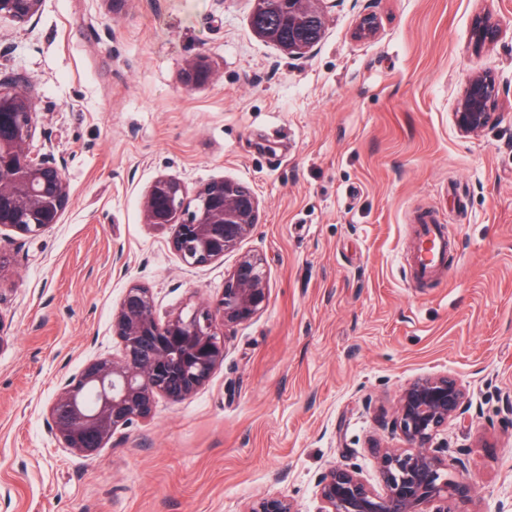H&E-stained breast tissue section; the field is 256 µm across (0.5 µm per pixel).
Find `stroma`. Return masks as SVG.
<instances>
[{
	"label": "stroma",
	"instance_id": "1",
	"mask_svg": "<svg viewBox=\"0 0 512 512\" xmlns=\"http://www.w3.org/2000/svg\"><path fill=\"white\" fill-rule=\"evenodd\" d=\"M308 57L256 35L251 0H43L0 17V83L38 101L30 149L61 161L71 200L37 235L0 229V512H245L289 496L317 512L330 465L379 486L369 446L405 447L398 400L420 377L460 384L466 415L435 437L471 482L463 512H512V0H323ZM373 16L376 30L359 25ZM481 17L495 39L475 46ZM214 78L186 86L187 62ZM495 119L453 112L476 72ZM168 175L226 178L259 200L238 250L187 267L140 203ZM448 236L447 273L412 279L413 217ZM270 296L193 397L157 398L92 459L48 409L119 354L112 312L137 284L159 319L215 304L239 255ZM42 0H0V15H8L19 23L38 15Z\"/></svg>",
	"mask_w": 512,
	"mask_h": 512
}]
</instances>
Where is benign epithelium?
I'll list each match as a JSON object with an SVG mask.
<instances>
[{
	"label": "benign epithelium",
	"mask_w": 512,
	"mask_h": 512,
	"mask_svg": "<svg viewBox=\"0 0 512 512\" xmlns=\"http://www.w3.org/2000/svg\"><path fill=\"white\" fill-rule=\"evenodd\" d=\"M320 0H288V22L326 26ZM42 0H0V15L19 23L38 15ZM497 27L487 19L475 25L477 43L491 40ZM315 43L290 39L288 57H304ZM213 71L204 57L188 61L185 83L210 82ZM491 76L474 74L458 100L453 117L459 131L477 134L494 119L489 110ZM37 104L26 93L0 89V228L36 235L51 228L67 208L70 187L60 167L29 150ZM143 221L171 229L170 244L182 262L196 267L224 257L248 238L260 220L259 201L247 186L212 180L194 191L175 178L154 179L141 201ZM268 272L264 260L243 253L224 276L215 307L198 305L161 321L150 289L130 286L112 314V331L121 354L88 363L79 377L63 383L50 409V426L71 453L92 458L112 434L134 419L152 415L155 399L180 402L193 396L224 362L226 338L267 306ZM464 414L460 385L446 375L410 382L403 390L393 427L407 448L373 446L379 481L376 490L359 473L334 465L317 484L319 512H457L471 486L448 475V445H431L448 420ZM246 512H297L279 493L254 500Z\"/></svg>",
	"instance_id": "obj_1"
}]
</instances>
